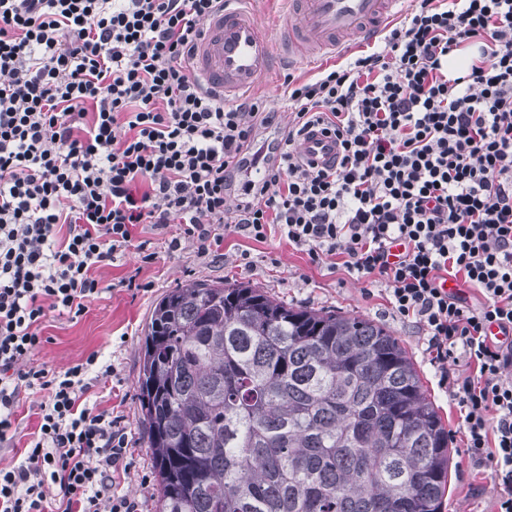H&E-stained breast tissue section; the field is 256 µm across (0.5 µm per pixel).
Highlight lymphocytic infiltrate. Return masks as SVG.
<instances>
[{"mask_svg": "<svg viewBox=\"0 0 512 512\" xmlns=\"http://www.w3.org/2000/svg\"><path fill=\"white\" fill-rule=\"evenodd\" d=\"M221 2L0 0V445L22 388L43 394L24 459L0 468V512H140L114 489L133 457L124 419L87 404L116 368L28 362L49 312L81 315L141 224L213 263L226 236L276 235L379 287L422 332L463 453L497 489L490 512H512V0H414L372 50L286 76L293 119L233 209L276 114L190 72ZM314 127L335 165L297 155Z\"/></svg>", "mask_w": 512, "mask_h": 512, "instance_id": "obj_1", "label": "lymphocytic infiltrate"}]
</instances>
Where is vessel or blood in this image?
<instances>
[{"mask_svg":"<svg viewBox=\"0 0 512 512\" xmlns=\"http://www.w3.org/2000/svg\"><path fill=\"white\" fill-rule=\"evenodd\" d=\"M252 0H224L207 17L192 56L197 78L218 99L252 92L273 68L322 55L341 53L350 43L371 42L392 18L399 0H299L270 29L250 8ZM297 152L315 168L333 164L336 143L318 129L309 130Z\"/></svg>","mask_w":512,"mask_h":512,"instance_id":"vessel-or-blood-1","label":"vessel or blood"}]
</instances>
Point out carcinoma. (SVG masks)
Instances as JSON below:
<instances>
[{
    "mask_svg": "<svg viewBox=\"0 0 512 512\" xmlns=\"http://www.w3.org/2000/svg\"><path fill=\"white\" fill-rule=\"evenodd\" d=\"M137 383L157 512H442L448 429L372 320L191 281L156 302Z\"/></svg>",
    "mask_w": 512,
    "mask_h": 512,
    "instance_id": "1",
    "label": "carcinoma"
}]
</instances>
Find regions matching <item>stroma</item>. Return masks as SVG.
I'll return each instance as SVG.
<instances>
[{
    "instance_id": "stroma-1",
    "label": "stroma",
    "mask_w": 512,
    "mask_h": 512,
    "mask_svg": "<svg viewBox=\"0 0 512 512\" xmlns=\"http://www.w3.org/2000/svg\"><path fill=\"white\" fill-rule=\"evenodd\" d=\"M314 69L298 64L290 71L279 70L263 79L258 92L272 99L278 123L258 129L255 146L278 137L280 130L288 126L291 114L281 95L285 74L305 80L313 75ZM136 233L138 238L151 240L155 260L143 261L137 251L131 250L114 265L99 269L97 276L103 286L102 293L87 301L85 312L78 318L51 313L43 330L47 341L30 361L31 367L36 369L61 370L95 352L117 368L118 379L100 383L88 398L97 408L123 416L131 427L135 467L130 474L118 479L116 491L138 498L144 512H155L158 490L144 432L138 422L140 404L136 380L143 328L156 301L168 290L189 280L238 281L264 288L273 298L294 307L360 315L390 329L412 357L450 432L451 446L457 452L443 512H487L493 484L487 474L472 476L468 473L461 454L464 434L458 410L438 384L423 351L422 334L416 326L393 316L381 296L365 297L361 284L350 280L344 272L332 274L312 266L305 254L276 240L261 243L237 236L226 237L223 263L212 264L188 251L168 253L163 239L147 225H140ZM244 250L261 256L256 269L238 267L236 257ZM131 274L144 283L143 291L132 293L118 288V280Z\"/></svg>"
}]
</instances>
